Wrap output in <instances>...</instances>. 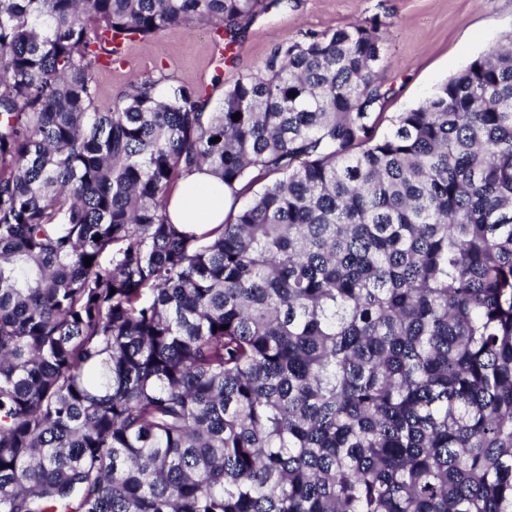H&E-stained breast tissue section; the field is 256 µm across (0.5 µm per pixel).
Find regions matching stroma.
I'll return each mask as SVG.
<instances>
[{
    "label": "stroma",
    "instance_id": "obj_1",
    "mask_svg": "<svg viewBox=\"0 0 512 512\" xmlns=\"http://www.w3.org/2000/svg\"><path fill=\"white\" fill-rule=\"evenodd\" d=\"M372 23L388 36L382 110L391 117L423 101L512 30V0H267L229 65L217 52L218 27L210 22L174 25L147 42L125 40L111 65L95 71L98 102L122 107L127 82L149 76L160 88L181 84L216 103L225 81L262 69L284 41Z\"/></svg>",
    "mask_w": 512,
    "mask_h": 512
}]
</instances>
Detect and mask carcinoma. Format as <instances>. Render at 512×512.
<instances>
[{
  "mask_svg": "<svg viewBox=\"0 0 512 512\" xmlns=\"http://www.w3.org/2000/svg\"><path fill=\"white\" fill-rule=\"evenodd\" d=\"M261 10L0 0V512H512V31L393 117L360 25L98 106ZM203 166L254 195L197 233ZM230 201L206 166L187 172L168 207L174 224H194L201 230L224 223Z\"/></svg>",
  "mask_w": 512,
  "mask_h": 512,
  "instance_id": "cac0c4a2",
  "label": "carcinoma"
}]
</instances>
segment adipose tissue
<instances>
[{"mask_svg":"<svg viewBox=\"0 0 512 512\" xmlns=\"http://www.w3.org/2000/svg\"><path fill=\"white\" fill-rule=\"evenodd\" d=\"M230 201L207 169L186 173L168 207L175 224H192L200 229L223 223Z\"/></svg>","mask_w":512,"mask_h":512,"instance_id":"obj_1","label":"adipose tissue"}]
</instances>
